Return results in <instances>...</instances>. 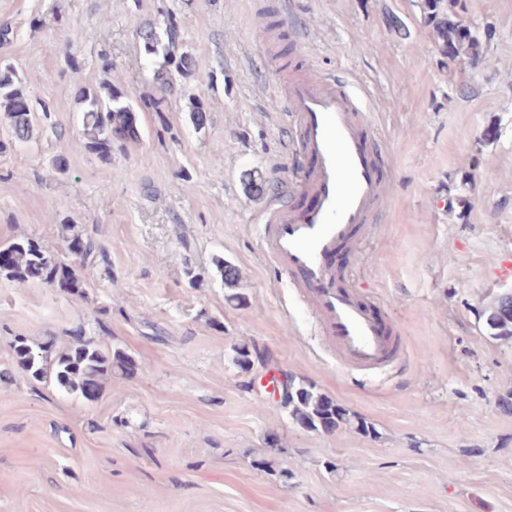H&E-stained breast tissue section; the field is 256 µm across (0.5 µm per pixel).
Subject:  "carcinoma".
<instances>
[{"mask_svg": "<svg viewBox=\"0 0 512 512\" xmlns=\"http://www.w3.org/2000/svg\"><path fill=\"white\" fill-rule=\"evenodd\" d=\"M423 20L431 29L439 55L446 59L444 65L451 67L459 61L476 68L485 60L486 50L479 33L464 25L457 9H465L462 0H422ZM136 36L149 59L162 58L163 64L153 73L160 97L150 100L156 112L175 93L172 72L188 76L196 67L195 58L188 52H177L181 42V27L178 20L167 17L163 32L147 22L137 29ZM77 101L82 112L83 147L97 158L108 163L112 152L123 151L141 140L138 108L128 99L120 84L105 79L94 88L80 87L76 90ZM190 118L201 131L208 126L209 114L201 97L189 98ZM0 117L6 120L5 130L0 132V156L17 146L30 141L35 134L37 116L29 95L15 84L10 65L0 64ZM248 194L262 197L269 183L260 175L249 174L245 178ZM58 258L31 238L16 239L0 245V273L19 283L31 280L47 284L57 283L62 288H77L79 281L73 269L63 279L56 280L55 266ZM215 267L224 286L233 288L239 280L236 265L221 257L215 258ZM489 334L498 340L512 342V307L496 297L483 310ZM234 364L243 372L249 371L261 361L263 352L256 343L239 344L233 347ZM15 359L19 365L37 379L54 378L57 384L71 393L85 398L92 397L99 387L100 378L107 372L108 358L91 343L75 338L67 348L38 346L33 350L26 342L14 345ZM288 413L292 420L312 429L333 431L347 424L366 436L376 435L372 423L362 417L349 416L344 408L315 386L302 380L294 382L288 399Z\"/></svg>", "mask_w": 512, "mask_h": 512, "instance_id": "obj_1", "label": "carcinoma"}]
</instances>
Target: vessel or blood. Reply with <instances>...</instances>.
Here are the masks:
<instances>
[{"instance_id": "obj_1", "label": "vessel or blood", "mask_w": 512, "mask_h": 512, "mask_svg": "<svg viewBox=\"0 0 512 512\" xmlns=\"http://www.w3.org/2000/svg\"><path fill=\"white\" fill-rule=\"evenodd\" d=\"M282 99L300 131L290 149L311 163L292 170L289 186L313 203L269 210L260 250L284 263L290 287L308 305L337 362L362 370L394 362L404 347L393 324L375 302L360 300L332 263L339 248L360 251L387 189L388 178L368 151L372 130L362 121L360 101L334 79L307 76L284 85Z\"/></svg>"}]
</instances>
